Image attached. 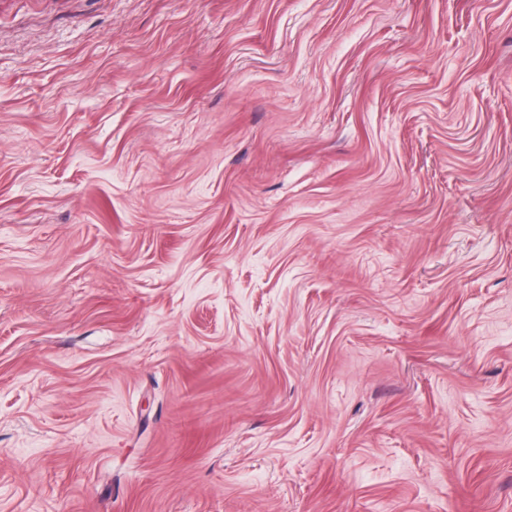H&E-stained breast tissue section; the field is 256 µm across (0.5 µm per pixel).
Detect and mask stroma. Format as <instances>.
<instances>
[{
  "label": "stroma",
  "instance_id": "obj_1",
  "mask_svg": "<svg viewBox=\"0 0 512 512\" xmlns=\"http://www.w3.org/2000/svg\"><path fill=\"white\" fill-rule=\"evenodd\" d=\"M0 512H512V0H0Z\"/></svg>",
  "mask_w": 512,
  "mask_h": 512
}]
</instances>
